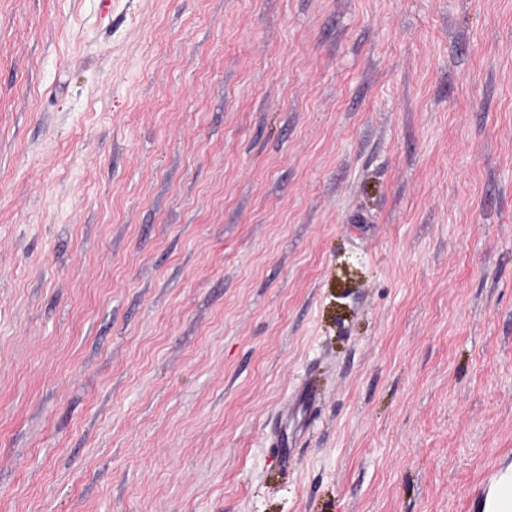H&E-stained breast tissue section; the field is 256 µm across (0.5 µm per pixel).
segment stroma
I'll return each mask as SVG.
<instances>
[{
  "mask_svg": "<svg viewBox=\"0 0 512 512\" xmlns=\"http://www.w3.org/2000/svg\"><path fill=\"white\" fill-rule=\"evenodd\" d=\"M509 462L512 0H0V512Z\"/></svg>",
  "mask_w": 512,
  "mask_h": 512,
  "instance_id": "stroma-1",
  "label": "stroma"
}]
</instances>
